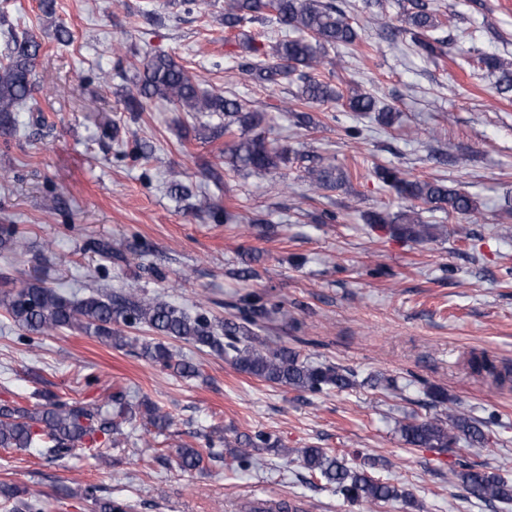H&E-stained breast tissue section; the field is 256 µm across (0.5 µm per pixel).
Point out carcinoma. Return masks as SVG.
Instances as JSON below:
<instances>
[{
	"label": "carcinoma",
	"instance_id": "obj_1",
	"mask_svg": "<svg viewBox=\"0 0 512 512\" xmlns=\"http://www.w3.org/2000/svg\"><path fill=\"white\" fill-rule=\"evenodd\" d=\"M401 25L384 23L383 30L390 40L403 36L411 42L417 54L435 60L445 54L448 37L436 10L427 0H397ZM270 27L267 40L250 38L247 49L251 54L245 65L249 76L267 85L284 81L297 86L293 102L287 111L295 114L298 123L312 124L313 118L304 109L315 104L340 103L351 112H374L384 127L395 124L398 113L388 104L378 107L376 100L357 86L343 93L332 85L338 62L328 57V49L336 45H353L361 33L335 0H224V32L232 34L248 24ZM41 44L26 32L10 31L5 35L4 55L0 56V130L16 134L21 127L35 123L43 125L46 117L35 97L32 81L35 61ZM478 63L495 78L497 93L512 94V61L495 54L482 53ZM161 100L178 112H218L224 115V157L231 170H248L257 174L284 178L291 150L269 139L263 126L264 117L250 110L235 98L204 91L199 81L168 54L144 58L132 87L124 97L128 112H143L145 104ZM362 178L372 177L386 187L399 201L407 204L396 213L388 210L368 215L367 223L390 236L415 244L435 238L437 226L425 224L415 208L455 213L474 218L479 212L477 201L442 180H422L408 175L396 163L376 166L365 172L355 170ZM305 181L317 193L350 183V172L339 165L322 163L305 167ZM20 331L26 336H43L62 330H78L106 341L116 349L139 346V355L172 371L180 377L198 374L195 365L180 358L168 344L173 338L198 349L229 360L237 371L264 382L293 390L320 394L342 391L357 384V374L332 363L312 364L287 344L275 343L262 335L265 322L273 314L288 318V302L268 303L262 297L248 295L237 313L222 321L204 313L192 315L160 297H147L134 289L103 295L92 291L73 299L42 281L26 283L4 292L0 299ZM146 327L155 335L139 341L128 336L125 329ZM32 407L17 402L0 405V447L40 448L51 458H62L74 449L89 445L99 454L123 434V425L135 418L127 393H112V410L101 406L68 401L46 392L37 394ZM141 415L161 435L172 425L171 416L149 401L141 402ZM486 423L462 412L448 409L443 415L413 417L399 423L398 431L405 444L413 448H436L450 451L464 439L474 447L487 440ZM205 447L180 445L175 448L176 463L183 470L199 467L205 459L223 456V438H214L205 429L197 433ZM240 448L230 452L239 466L251 463V448H276L278 439L265 431H256L239 441ZM297 458L308 472L352 501L379 505L389 500L407 497V493L376 479L368 468L347 465L338 456L319 447L295 450ZM454 475L476 497L485 502L512 501V483L499 475L458 461ZM99 487L86 485L82 499L92 503L96 512H125V505L98 495Z\"/></svg>",
	"mask_w": 512,
	"mask_h": 512
}]
</instances>
